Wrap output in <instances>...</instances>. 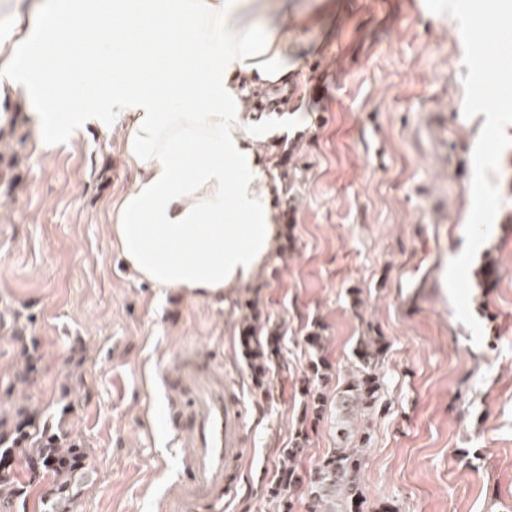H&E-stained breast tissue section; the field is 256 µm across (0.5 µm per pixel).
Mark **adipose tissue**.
Instances as JSON below:
<instances>
[{
    "mask_svg": "<svg viewBox=\"0 0 512 512\" xmlns=\"http://www.w3.org/2000/svg\"><path fill=\"white\" fill-rule=\"evenodd\" d=\"M91 19L81 36L72 21ZM288 0H0V128L24 101L47 136L117 132L137 169L109 230L139 281L216 306L279 242L270 133L252 92L300 84Z\"/></svg>",
    "mask_w": 512,
    "mask_h": 512,
    "instance_id": "obj_1",
    "label": "adipose tissue"
}]
</instances>
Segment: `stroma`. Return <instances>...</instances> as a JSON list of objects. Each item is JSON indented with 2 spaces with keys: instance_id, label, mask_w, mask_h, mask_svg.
Returning <instances> with one entry per match:
<instances>
[{
  "instance_id": "35a3bbf8",
  "label": "stroma",
  "mask_w": 512,
  "mask_h": 512,
  "mask_svg": "<svg viewBox=\"0 0 512 512\" xmlns=\"http://www.w3.org/2000/svg\"><path fill=\"white\" fill-rule=\"evenodd\" d=\"M297 56L274 195L281 233L257 285L216 307L154 289L124 268L108 206L136 171L95 131L32 147L17 106V186L0 195V394L69 407L94 481L78 512H160L186 468L164 378L186 348L211 358L243 413L244 455L224 512H277L269 487L319 387L307 336L322 326L334 395L359 338L382 343L383 403L370 422L363 512H512V147L502 198L469 271L481 344L444 283L465 244L472 153L455 20L409 0H316ZM257 306L276 354L256 384L240 342ZM36 372L25 387L14 376Z\"/></svg>"
}]
</instances>
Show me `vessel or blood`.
I'll list each match as a JSON object with an SVG mask.
<instances>
[{
    "mask_svg": "<svg viewBox=\"0 0 512 512\" xmlns=\"http://www.w3.org/2000/svg\"><path fill=\"white\" fill-rule=\"evenodd\" d=\"M168 383L181 394L175 428L192 439L193 449L184 476L162 502L163 512H222L243 453L238 400L223 374L189 351Z\"/></svg>",
    "mask_w": 512,
    "mask_h": 512,
    "instance_id": "1",
    "label": "vessel or blood"
}]
</instances>
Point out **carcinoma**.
Listing matches in <instances>:
<instances>
[{"instance_id":"1","label":"carcinoma","mask_w":512,"mask_h":512,"mask_svg":"<svg viewBox=\"0 0 512 512\" xmlns=\"http://www.w3.org/2000/svg\"><path fill=\"white\" fill-rule=\"evenodd\" d=\"M259 313L250 308L243 318V332L250 337L247 348L256 383L262 384L267 363L274 352L273 340L261 332ZM325 337L318 331L308 336L315 355L313 369L321 379H329L331 366L322 352ZM358 363L345 376L333 399L309 392L304 403L303 427L292 445L284 450L277 483L270 488L279 512H294L295 500L286 491L301 481L297 459L304 450L307 425L320 422L331 408L335 447L318 462L306 485V512H361L364 502V460L371 441L368 420L381 406L382 380L380 349L371 337L360 340ZM51 487L42 496L43 512H75L82 489L93 481L86 463V450L59 419L52 428L37 411L16 406L0 413V512L25 509L29 489L43 477Z\"/></svg>"}]
</instances>
